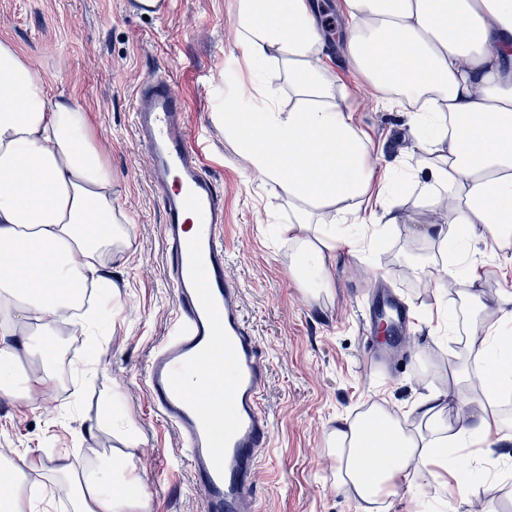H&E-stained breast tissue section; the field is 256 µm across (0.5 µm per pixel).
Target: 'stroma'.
<instances>
[{"label":"stroma","mask_w":512,"mask_h":512,"mask_svg":"<svg viewBox=\"0 0 512 512\" xmlns=\"http://www.w3.org/2000/svg\"><path fill=\"white\" fill-rule=\"evenodd\" d=\"M160 16L137 14L135 0H0V39L30 59L49 95L73 97L86 110L99 148L112 167L113 191L132 218L131 251L112 269L117 291L102 316L96 347L62 335L61 360L87 374L79 397L66 387L47 401L23 403L0 396V448L30 452L45 467L72 451L77 470L125 454L130 475L151 501V512H201L200 497L183 462L177 434L151 407L141 370L156 345L172 332L173 292L164 272L162 202L149 182L148 161L135 145L133 102L148 75L174 74L187 99V123L208 124L206 165L224 193L226 267L242 290V313L265 356L263 408L274 445L261 456L258 495L251 512H360L335 486L326 434L339 417L355 416L377 395L393 405L410 402L425 387L449 389L453 341L433 338L423 313L434 301L410 269L432 261L436 250L412 235L419 224H443L445 211L420 207L405 194L400 223L390 225L366 253L340 257L331 270L333 293L314 302L290 275L288 245L273 225L288 221L283 200L264 189L246 162L212 124L227 89L225 66L236 46L234 0H167ZM322 19L333 20L329 61L360 126L382 145L378 170L408 161L415 140L398 107L351 67L344 39L343 0H316ZM390 291L409 310L408 340L389 367L371 362L363 330L370 288ZM136 446L123 443L126 432ZM512 443L489 448L472 463L487 486L495 512H512V467L495 460Z\"/></svg>","instance_id":"1"}]
</instances>
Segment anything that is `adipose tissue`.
<instances>
[{
    "mask_svg": "<svg viewBox=\"0 0 512 512\" xmlns=\"http://www.w3.org/2000/svg\"><path fill=\"white\" fill-rule=\"evenodd\" d=\"M349 60L386 103H414L417 146L394 180L375 176V148L330 72L327 37L311 0H235L234 33L246 76L234 78L215 120L249 172L288 204L279 232L290 271L312 299L331 294L328 261L340 248L365 251L384 224L400 221L399 183L448 221L416 227L440 262L430 287L454 286L467 320L454 355V393L426 390L405 412L379 404L337 420L326 444L336 487L375 512L429 474L453 512H473L483 486L448 471L445 447L512 441L497 396L512 369L492 354L512 330V290L482 291L467 250L483 243L512 255V0H344ZM278 67L280 100L262 73ZM372 198L368 219L359 202ZM112 193V170L73 98L49 96L28 57L0 39V394L29 400L61 381L60 326L74 320L87 287L111 303L112 260L132 247ZM125 457L75 471L61 455L42 486L43 503L67 496L71 512H151ZM41 463L0 453V512H23L30 473Z\"/></svg>",
    "mask_w": 512,
    "mask_h": 512,
    "instance_id": "1",
    "label": "adipose tissue"
}]
</instances>
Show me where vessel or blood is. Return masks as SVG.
I'll return each instance as SVG.
<instances>
[{
    "mask_svg": "<svg viewBox=\"0 0 512 512\" xmlns=\"http://www.w3.org/2000/svg\"><path fill=\"white\" fill-rule=\"evenodd\" d=\"M133 110L162 200L166 278L176 302L173 332L145 365L143 384L180 438L202 512H248L273 427L262 406V352L224 268V195L202 159L206 132L188 129L186 101L169 78L146 77ZM370 314L391 340L406 338L408 310L396 296L380 293Z\"/></svg>",
    "mask_w": 512,
    "mask_h": 512,
    "instance_id": "1",
    "label": "vessel or blood"
}]
</instances>
